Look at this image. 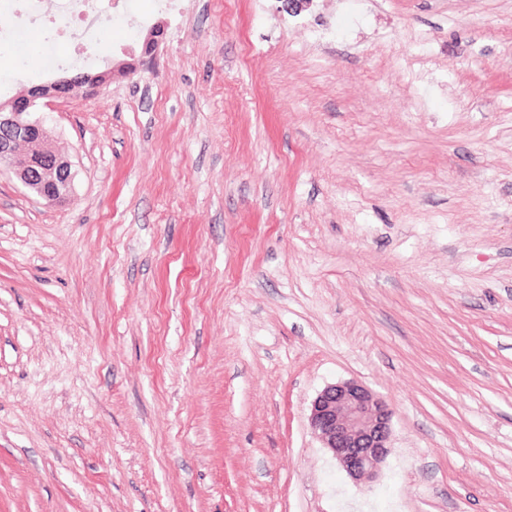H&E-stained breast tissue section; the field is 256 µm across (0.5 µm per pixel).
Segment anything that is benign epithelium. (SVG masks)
Wrapping results in <instances>:
<instances>
[{"mask_svg":"<svg viewBox=\"0 0 512 512\" xmlns=\"http://www.w3.org/2000/svg\"><path fill=\"white\" fill-rule=\"evenodd\" d=\"M115 69L83 71L50 85H37L0 101V166L21 184L53 205L72 193V165L53 144L43 118L33 112L40 101L61 97L74 89L94 93L112 79ZM393 412L361 382L350 380L321 390L311 403L309 425L355 480L373 478L391 452Z\"/></svg>","mask_w":512,"mask_h":512,"instance_id":"benign-epithelium-1","label":"benign epithelium"}]
</instances>
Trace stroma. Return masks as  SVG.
<instances>
[{"label": "stroma", "instance_id": "stroma-1", "mask_svg": "<svg viewBox=\"0 0 512 512\" xmlns=\"http://www.w3.org/2000/svg\"><path fill=\"white\" fill-rule=\"evenodd\" d=\"M164 23L157 49L145 36ZM0 170V512H512V0H127ZM393 410L353 480L311 402ZM114 72V67L100 73L78 72L70 79L33 86L0 101V166L11 170L27 190L46 204H56L72 193V165L55 149L51 131L43 117L32 112L33 108L43 99L61 97L74 89L94 93L112 79ZM48 184L58 189L56 197L44 194L43 188Z\"/></svg>", "mask_w": 512, "mask_h": 512}]
</instances>
